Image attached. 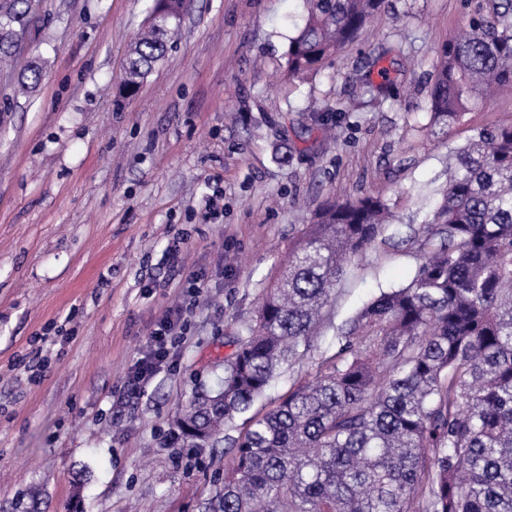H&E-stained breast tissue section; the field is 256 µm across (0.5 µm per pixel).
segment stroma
<instances>
[{"instance_id": "stroma-1", "label": "stroma", "mask_w": 512, "mask_h": 512, "mask_svg": "<svg viewBox=\"0 0 512 512\" xmlns=\"http://www.w3.org/2000/svg\"><path fill=\"white\" fill-rule=\"evenodd\" d=\"M478 0H389L317 71L286 73L303 0H192L182 36L116 109L151 0H37L24 55L37 90L0 71V512H200L223 446L167 448L182 406L217 389L275 264L326 203L387 201L386 242L338 285L336 320L409 280L410 240L448 182V150L512 126L501 94L429 141L444 44ZM404 45L405 55L393 46ZM389 70L386 97L366 81ZM187 244L178 272L163 260ZM201 293L144 393L128 373L156 321ZM41 81V65L31 60L17 74V90L27 95L32 93Z\"/></svg>"}]
</instances>
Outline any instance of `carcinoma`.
Here are the masks:
<instances>
[{"mask_svg":"<svg viewBox=\"0 0 512 512\" xmlns=\"http://www.w3.org/2000/svg\"><path fill=\"white\" fill-rule=\"evenodd\" d=\"M187 0H152L129 44L116 101L138 92L177 36ZM288 74L316 70L387 0H305ZM34 0H0V61L13 62ZM41 65L17 74L27 95ZM512 90V0L477 5L440 52L428 92L439 143L495 93ZM413 277L336 324V286L383 239L388 203L324 206L262 294L256 323L224 359V382L192 397L165 445L227 441L224 481L205 512H512V127L451 147ZM336 347L320 350L319 330ZM288 392L253 410L280 369ZM245 417L243 431L228 434Z\"/></svg>","mask_w":512,"mask_h":512,"instance_id":"carcinoma-1","label":"carcinoma"}]
</instances>
